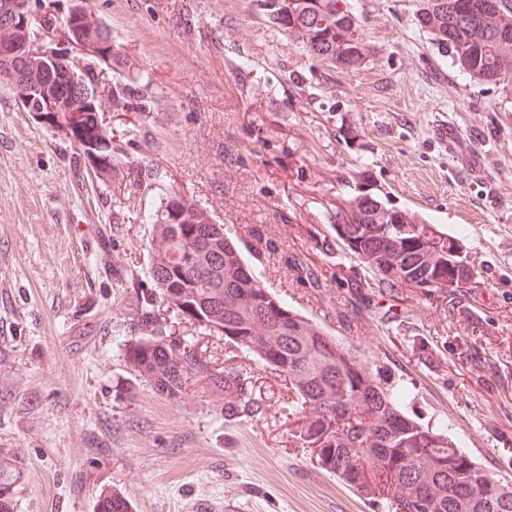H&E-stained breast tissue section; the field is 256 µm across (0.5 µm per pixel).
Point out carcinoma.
Returning <instances> with one entry per match:
<instances>
[{"instance_id": "cac0c4a2", "label": "carcinoma", "mask_w": 512, "mask_h": 512, "mask_svg": "<svg viewBox=\"0 0 512 512\" xmlns=\"http://www.w3.org/2000/svg\"><path fill=\"white\" fill-rule=\"evenodd\" d=\"M266 22L296 41L312 57L342 69L366 58L361 18L352 0H257ZM419 0L415 25L442 57L482 85L512 87V0ZM31 17L30 38L64 26L77 40L72 14H37L33 0H0V28L17 14ZM24 55L0 68V83L12 86L25 110L40 94L25 83ZM50 85L57 91L95 96V76L59 70ZM149 82L115 80L112 111H150ZM112 130L88 113L71 130L70 143L94 177H116ZM135 218L151 226L147 279L137 283L139 305L122 332L124 361L134 376L170 399L181 397L189 381L201 377L224 392V417H254L263 400L253 376L234 363L217 367L197 353L191 340L174 335L159 319L157 303L175 316L224 337L237 350L288 378L294 398L293 437L317 463L359 494L386 501L392 512H512V493L460 445L439 429L423 428L403 409L404 392L385 386L356 352L313 320L289 309L260 279L235 239L197 202L165 190L159 204L148 193H129ZM330 234L342 253L364 266L368 279L353 288H465L469 266L455 239L438 233L418 215L370 193L341 200ZM288 264L301 283L320 287L317 272L298 256ZM13 470L0 464V512H14ZM98 512H130L114 492L98 502Z\"/></svg>"}]
</instances>
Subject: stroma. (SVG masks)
Wrapping results in <instances>:
<instances>
[{
	"label": "stroma",
	"instance_id": "35a3bbf8",
	"mask_svg": "<svg viewBox=\"0 0 512 512\" xmlns=\"http://www.w3.org/2000/svg\"><path fill=\"white\" fill-rule=\"evenodd\" d=\"M116 77L149 76L151 112L109 116L121 159L93 181L69 140L0 84V461L14 512H388L311 461L288 432L283 377L248 361L262 415L225 419L190 381L172 400L127 368L117 331L138 304L148 225L114 206L127 179L166 188L278 247L256 268L289 307L407 390L405 411L447 426L512 486V112L413 21L418 0H355L368 57L313 60L256 0H88ZM448 126L454 139H443ZM242 158L224 162L225 142ZM386 197L457 238L466 288H350L357 260L325 238L342 198ZM321 285L300 284L285 255Z\"/></svg>",
	"mask_w": 512,
	"mask_h": 512
}]
</instances>
